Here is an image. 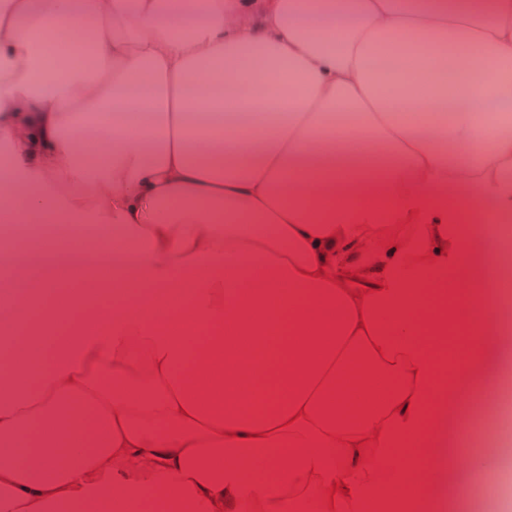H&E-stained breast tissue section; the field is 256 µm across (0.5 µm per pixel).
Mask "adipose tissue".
<instances>
[{
	"label": "adipose tissue",
	"mask_w": 512,
	"mask_h": 512,
	"mask_svg": "<svg viewBox=\"0 0 512 512\" xmlns=\"http://www.w3.org/2000/svg\"><path fill=\"white\" fill-rule=\"evenodd\" d=\"M50 30L91 70L52 69ZM219 77L232 96L188 95ZM506 91L512 0H0V219L98 233L0 241L56 268L0 363V512H355L423 431L451 267L486 271L478 319L403 493L490 489L498 458L457 436L512 391Z\"/></svg>",
	"instance_id": "1"
}]
</instances>
